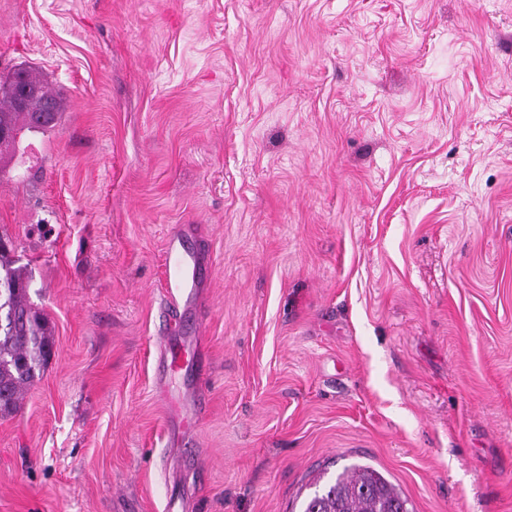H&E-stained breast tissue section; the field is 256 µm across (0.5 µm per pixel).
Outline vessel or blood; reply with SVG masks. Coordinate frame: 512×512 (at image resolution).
<instances>
[{"label":"vessel or blood","mask_w":512,"mask_h":512,"mask_svg":"<svg viewBox=\"0 0 512 512\" xmlns=\"http://www.w3.org/2000/svg\"><path fill=\"white\" fill-rule=\"evenodd\" d=\"M181 235L173 233L166 247L167 276L166 293L169 298L170 313H177L181 301L197 299L198 285L195 279V260L186 258L181 252ZM157 391L161 399L166 400L167 408L177 424L181 434L190 433L204 410L202 403L184 406L169 398L168 380L187 368H200L198 346L186 347L177 343L173 337H163L157 356Z\"/></svg>","instance_id":"b4317fda"}]
</instances>
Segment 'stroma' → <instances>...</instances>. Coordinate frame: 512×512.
Wrapping results in <instances>:
<instances>
[{
  "label": "stroma",
  "mask_w": 512,
  "mask_h": 512,
  "mask_svg": "<svg viewBox=\"0 0 512 512\" xmlns=\"http://www.w3.org/2000/svg\"><path fill=\"white\" fill-rule=\"evenodd\" d=\"M19 67L63 110L0 157V240L55 349L0 512H297L358 460L512 512V0H0ZM184 224L209 375L174 448ZM191 233L190 229H182L173 233L166 247L167 276L165 279L166 293L169 298V316L177 315L181 301L187 302L198 297V285L195 279L196 260L188 259L181 252V237ZM201 345V341L197 340L191 347L186 348L184 345L177 343L172 336H164L159 345L157 391L159 397L167 405L171 417L176 420L178 432L182 435H186L193 430L204 410V406L201 402H198L187 407L170 399L168 379L190 367L199 372L203 371V365L199 357Z\"/></svg>",
  "instance_id": "35a3bbf8"
}]
</instances>
